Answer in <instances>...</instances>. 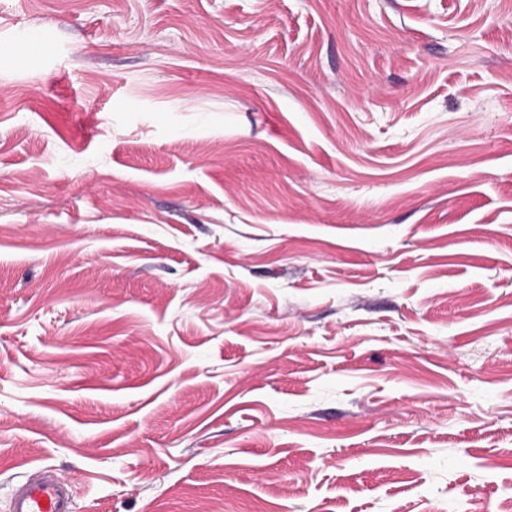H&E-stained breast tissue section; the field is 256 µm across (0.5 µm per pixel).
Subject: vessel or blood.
<instances>
[{
    "instance_id": "obj_1",
    "label": "vessel or blood",
    "mask_w": 512,
    "mask_h": 512,
    "mask_svg": "<svg viewBox=\"0 0 512 512\" xmlns=\"http://www.w3.org/2000/svg\"><path fill=\"white\" fill-rule=\"evenodd\" d=\"M9 512H75L72 487L51 467L36 468L13 487Z\"/></svg>"
}]
</instances>
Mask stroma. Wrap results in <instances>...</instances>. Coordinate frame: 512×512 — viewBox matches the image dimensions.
<instances>
[{"mask_svg":"<svg viewBox=\"0 0 512 512\" xmlns=\"http://www.w3.org/2000/svg\"><path fill=\"white\" fill-rule=\"evenodd\" d=\"M498 512L512 0H0V512ZM9 512H75L72 487L51 467L36 468L12 489Z\"/></svg>","mask_w":512,"mask_h":512,"instance_id":"35a3bbf8","label":"stroma"}]
</instances>
